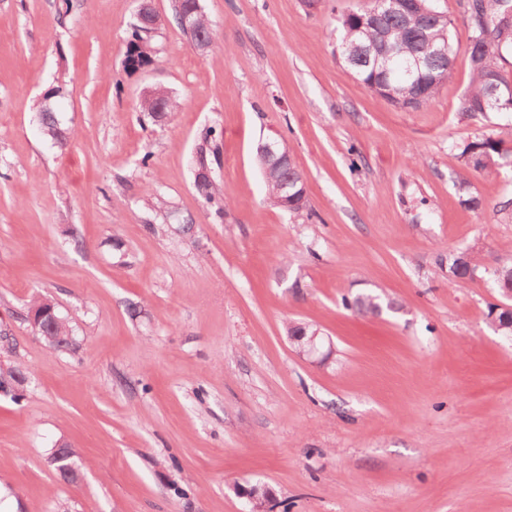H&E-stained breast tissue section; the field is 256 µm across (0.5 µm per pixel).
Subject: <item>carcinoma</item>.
Returning <instances> with one entry per match:
<instances>
[{
  "mask_svg": "<svg viewBox=\"0 0 512 512\" xmlns=\"http://www.w3.org/2000/svg\"><path fill=\"white\" fill-rule=\"evenodd\" d=\"M408 9H391L371 0L365 15L350 10L336 17L339 59L342 64L375 96L403 110L417 109L435 99L442 85L454 71L455 19L437 10L433 0H409ZM458 13L469 31L470 87L461 98L458 112L466 117L498 114L512 117V0H457ZM191 42L204 38L214 42L216 30L204 11L196 15L194 29L181 26ZM158 54L156 35L148 34L141 24L131 25L127 38L124 68L154 65ZM427 57L426 66H413L416 57ZM156 100L146 94L137 104L139 111L153 119L163 120L178 107L167 95L168 112H156ZM38 118L46 137L64 145L67 129L58 112L47 104L39 107ZM221 136L216 128L207 129L196 150L195 167H210L209 156ZM502 138L481 135L459 147L464 167L491 174L501 160L512 154ZM269 200L280 196L283 185L302 187L304 178L294 165L271 166L259 159ZM204 202L222 217L229 199L214 179L194 183ZM476 270L474 258L467 252L448 254V278L463 281ZM503 291H512V258H507L493 271ZM357 312H373L380 308L378 297L358 296L349 302ZM497 334L512 336V310L506 308L491 320Z\"/></svg>",
  "mask_w": 512,
  "mask_h": 512,
  "instance_id": "cac0c4a2",
  "label": "carcinoma"
}]
</instances>
